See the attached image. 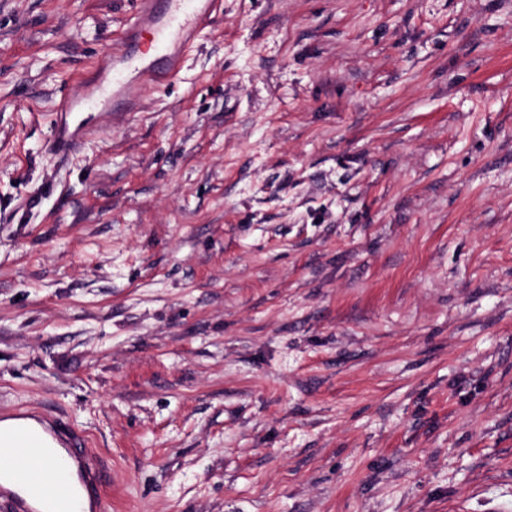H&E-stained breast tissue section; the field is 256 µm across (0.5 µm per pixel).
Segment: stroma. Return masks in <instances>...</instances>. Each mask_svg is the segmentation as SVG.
Wrapping results in <instances>:
<instances>
[{
	"label": "stroma",
	"instance_id": "obj_1",
	"mask_svg": "<svg viewBox=\"0 0 512 512\" xmlns=\"http://www.w3.org/2000/svg\"><path fill=\"white\" fill-rule=\"evenodd\" d=\"M128 0H0V412L110 512H512V0H222L68 158Z\"/></svg>",
	"mask_w": 512,
	"mask_h": 512
}]
</instances>
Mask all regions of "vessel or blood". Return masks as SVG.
<instances>
[{"label": "vessel or blood", "instance_id": "b4317fda", "mask_svg": "<svg viewBox=\"0 0 512 512\" xmlns=\"http://www.w3.org/2000/svg\"><path fill=\"white\" fill-rule=\"evenodd\" d=\"M221 0H132L134 9L111 52L92 63L95 74L82 95L60 94L51 142L67 154L91 127L79 114L99 108L102 116L127 111V100L139 84L164 86L181 68L180 52L192 43L197 29L217 12ZM133 67L138 83L117 79L119 66ZM0 443L14 451L15 467L0 468V512H106L104 468L89 452L87 436L69 421L48 414L32 416L23 426L0 425ZM24 472L15 480L14 468Z\"/></svg>", "mask_w": 512, "mask_h": 512}]
</instances>
